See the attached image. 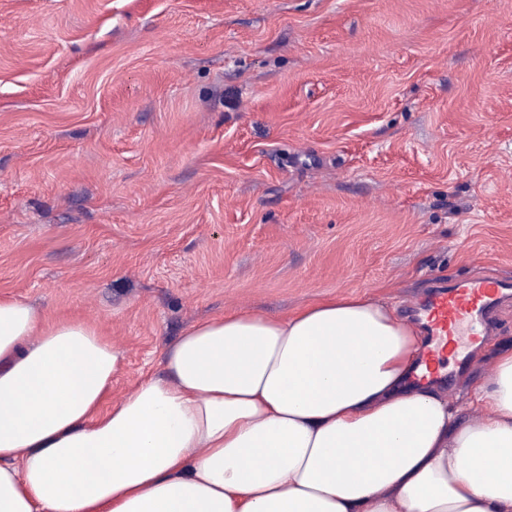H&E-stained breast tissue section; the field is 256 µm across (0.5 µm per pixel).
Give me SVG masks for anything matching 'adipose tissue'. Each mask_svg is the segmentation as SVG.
Listing matches in <instances>:
<instances>
[{
	"label": "adipose tissue",
	"instance_id": "1",
	"mask_svg": "<svg viewBox=\"0 0 512 512\" xmlns=\"http://www.w3.org/2000/svg\"><path fill=\"white\" fill-rule=\"evenodd\" d=\"M123 363L0 298V512H512V352L458 421L387 301L198 321L112 404Z\"/></svg>",
	"mask_w": 512,
	"mask_h": 512
}]
</instances>
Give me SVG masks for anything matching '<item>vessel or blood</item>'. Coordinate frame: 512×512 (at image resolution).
I'll return each instance as SVG.
<instances>
[{
    "label": "vessel or blood",
    "mask_w": 512,
    "mask_h": 512,
    "mask_svg": "<svg viewBox=\"0 0 512 512\" xmlns=\"http://www.w3.org/2000/svg\"><path fill=\"white\" fill-rule=\"evenodd\" d=\"M511 299L512 284L487 275H474L432 291L422 310L429 337L424 378L437 377L448 357L459 355L461 337L480 340L492 313Z\"/></svg>",
    "instance_id": "obj_1"
}]
</instances>
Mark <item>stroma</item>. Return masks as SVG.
Returning <instances> with one entry per match:
<instances>
[{"label": "stroma", "mask_w": 512, "mask_h": 512, "mask_svg": "<svg viewBox=\"0 0 512 512\" xmlns=\"http://www.w3.org/2000/svg\"><path fill=\"white\" fill-rule=\"evenodd\" d=\"M512 281V0H0V297L112 401L192 324ZM512 307L441 386L463 419Z\"/></svg>", "instance_id": "stroma-1"}]
</instances>
